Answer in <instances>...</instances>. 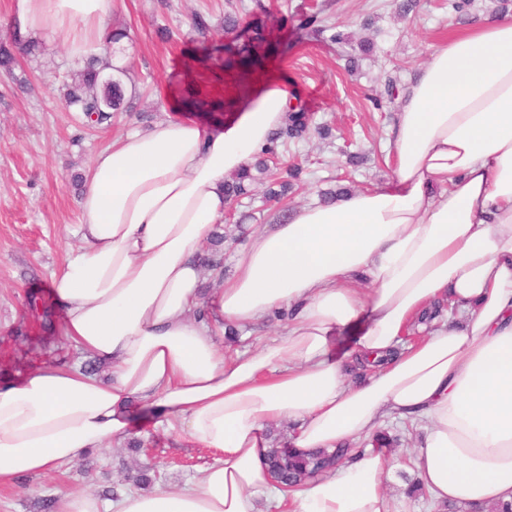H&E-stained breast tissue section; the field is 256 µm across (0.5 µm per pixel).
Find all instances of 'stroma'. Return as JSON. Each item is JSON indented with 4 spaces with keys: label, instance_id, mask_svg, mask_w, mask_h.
<instances>
[{
    "label": "stroma",
    "instance_id": "stroma-1",
    "mask_svg": "<svg viewBox=\"0 0 512 512\" xmlns=\"http://www.w3.org/2000/svg\"><path fill=\"white\" fill-rule=\"evenodd\" d=\"M110 23L126 30L133 48L125 66L136 89L134 108L113 114L107 123L88 127L80 113L65 111L57 88L78 71L61 41L36 37L34 55L21 59L14 73L0 72V383L19 380L52 362L82 363L87 354L62 337V312L49 288V277L68 249L79 246L73 230L79 222L81 189L73 178L113 136L144 129L164 116L158 88L177 76L187 59L208 69L239 63L237 46L250 44L264 69L287 77L312 122L328 126L329 138L311 134L280 147L281 162L303 164V183L288 198L289 208L320 199L345 181L353 190L385 184L392 175L388 128L395 113L376 110L370 98L383 91L388 76L409 85L432 45L467 28L448 0H419L416 12L401 15L400 0H112ZM317 8L325 32L299 27L309 8ZM210 28L199 35L194 15ZM240 21L237 33L224 31L225 15ZM345 35L343 43L333 34ZM354 70H347L348 60ZM365 161L346 166L347 154ZM278 204L262 189L242 199L227 235L247 244L251 233L272 223ZM397 442L389 448L391 466L386 493L396 512H436L430 499H404L414 476L411 459L421 428L397 419L384 425ZM140 452L129 443L107 453H92L43 474L20 478L0 489V512H43L42 501L59 492L137 490L139 471L157 462L158 485L178 490L191 483L213 452L175 443L140 414L133 429Z\"/></svg>",
    "mask_w": 512,
    "mask_h": 512
}]
</instances>
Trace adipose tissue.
<instances>
[{
    "mask_svg": "<svg viewBox=\"0 0 512 512\" xmlns=\"http://www.w3.org/2000/svg\"><path fill=\"white\" fill-rule=\"evenodd\" d=\"M112 0H15L18 33L56 36L77 62L103 57ZM224 74L182 70L159 90L164 119L99 151L83 175L80 246L52 273L62 334L108 378L50 364L0 384V486L104 452L136 410L216 451L193 483L112 504L63 493L55 512H392L386 453L295 490L265 468L269 428L288 448H344L385 419H424L412 460L434 503L471 512L512 501V15L432 47L390 128L381 186L292 209L257 231L207 298L197 256L223 223L228 176L250 170L294 101L278 76L240 77L229 119L189 110L190 88L221 95ZM448 325L411 340L437 301ZM289 313L287 332L227 359L226 327ZM360 325L354 349L332 353ZM367 362L366 375L348 380Z\"/></svg>",
    "mask_w": 512,
    "mask_h": 512,
    "instance_id": "1",
    "label": "adipose tissue"
}]
</instances>
